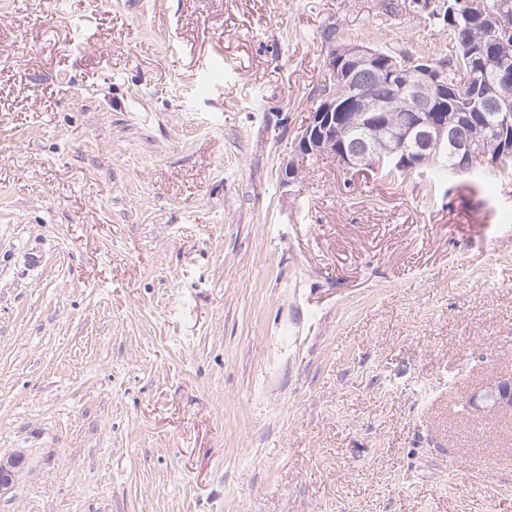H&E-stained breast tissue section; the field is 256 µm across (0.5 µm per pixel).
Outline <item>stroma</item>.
<instances>
[{"mask_svg":"<svg viewBox=\"0 0 512 512\" xmlns=\"http://www.w3.org/2000/svg\"><path fill=\"white\" fill-rule=\"evenodd\" d=\"M331 27L452 50L411 0H0V512H512V180L282 184ZM489 403L494 408L503 410H512V377H504L494 385L485 389L481 395L471 399L472 402L477 399ZM23 460L24 456L21 452L7 458L0 457V497L12 488Z\"/></svg>","mask_w":512,"mask_h":512,"instance_id":"obj_1","label":"stroma"}]
</instances>
